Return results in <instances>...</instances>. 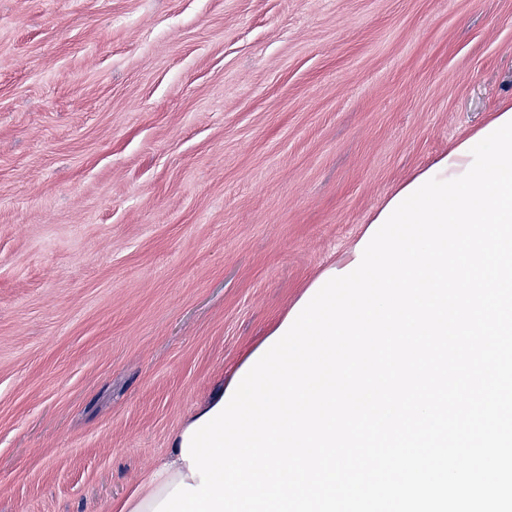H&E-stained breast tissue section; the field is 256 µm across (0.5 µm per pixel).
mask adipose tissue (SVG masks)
I'll use <instances>...</instances> for the list:
<instances>
[{
    "mask_svg": "<svg viewBox=\"0 0 512 512\" xmlns=\"http://www.w3.org/2000/svg\"><path fill=\"white\" fill-rule=\"evenodd\" d=\"M183 440L182 433H175L166 454L123 497L112 501L108 512H154L177 483L191 482L189 464L181 456Z\"/></svg>",
    "mask_w": 512,
    "mask_h": 512,
    "instance_id": "1",
    "label": "adipose tissue"
}]
</instances>
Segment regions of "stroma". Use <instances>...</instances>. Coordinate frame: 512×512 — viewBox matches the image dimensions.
<instances>
[{"instance_id":"obj_1","label":"stroma","mask_w":512,"mask_h":512,"mask_svg":"<svg viewBox=\"0 0 512 512\" xmlns=\"http://www.w3.org/2000/svg\"><path fill=\"white\" fill-rule=\"evenodd\" d=\"M505 99L512 0H0V512H108Z\"/></svg>"}]
</instances>
